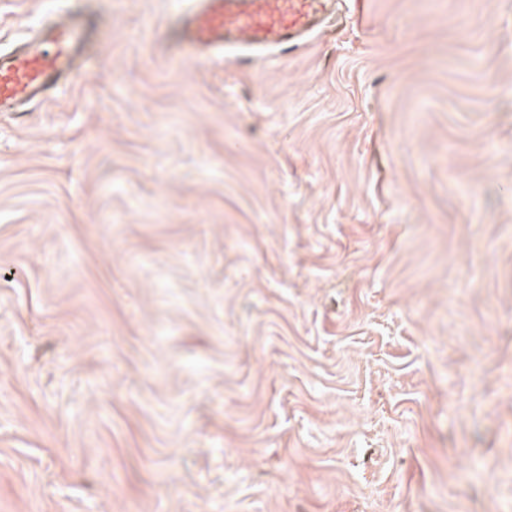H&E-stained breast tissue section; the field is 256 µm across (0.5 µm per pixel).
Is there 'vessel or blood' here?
<instances>
[{
	"label": "vessel or blood",
	"instance_id": "1",
	"mask_svg": "<svg viewBox=\"0 0 512 512\" xmlns=\"http://www.w3.org/2000/svg\"><path fill=\"white\" fill-rule=\"evenodd\" d=\"M337 0H191L175 39L192 57H260L273 49L304 46L326 27ZM96 29L82 8L44 23L11 47L0 46V112H25L69 85L78 58Z\"/></svg>",
	"mask_w": 512,
	"mask_h": 512
}]
</instances>
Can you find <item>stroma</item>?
<instances>
[{
  "label": "stroma",
  "instance_id": "35a3bbf8",
  "mask_svg": "<svg viewBox=\"0 0 512 512\" xmlns=\"http://www.w3.org/2000/svg\"><path fill=\"white\" fill-rule=\"evenodd\" d=\"M83 2L0 114V512H512V0L245 63ZM96 22L81 7L48 21L11 47L0 46V112H29L52 91L65 89L78 58L90 49Z\"/></svg>",
  "mask_w": 512,
  "mask_h": 512
}]
</instances>
